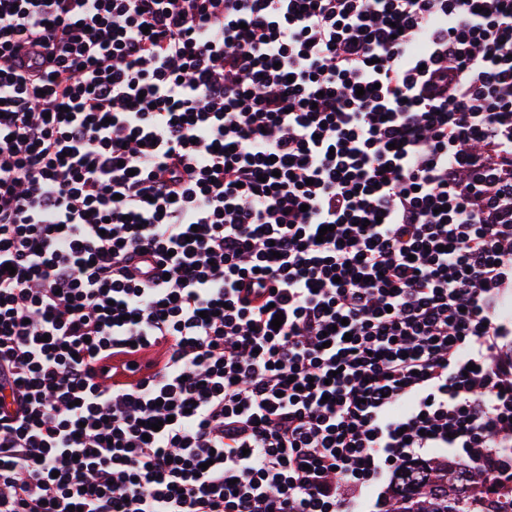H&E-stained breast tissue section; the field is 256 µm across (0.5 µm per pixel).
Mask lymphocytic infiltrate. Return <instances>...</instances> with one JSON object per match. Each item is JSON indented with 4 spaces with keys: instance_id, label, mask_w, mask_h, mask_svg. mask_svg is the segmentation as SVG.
Returning <instances> with one entry per match:
<instances>
[{
    "instance_id": "f902f5d3",
    "label": "lymphocytic infiltrate",
    "mask_w": 512,
    "mask_h": 512,
    "mask_svg": "<svg viewBox=\"0 0 512 512\" xmlns=\"http://www.w3.org/2000/svg\"><path fill=\"white\" fill-rule=\"evenodd\" d=\"M509 293L512 0H0V512L512 485Z\"/></svg>"
}]
</instances>
